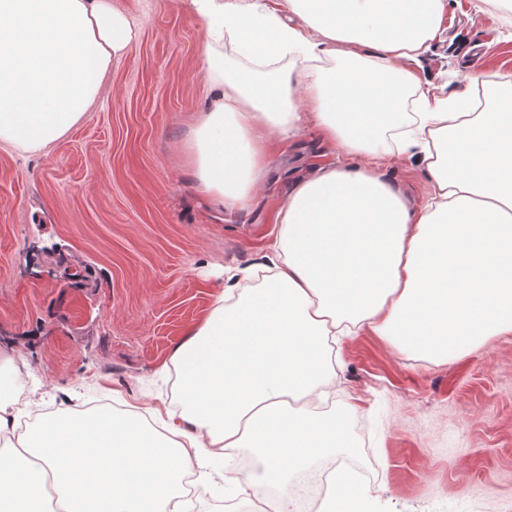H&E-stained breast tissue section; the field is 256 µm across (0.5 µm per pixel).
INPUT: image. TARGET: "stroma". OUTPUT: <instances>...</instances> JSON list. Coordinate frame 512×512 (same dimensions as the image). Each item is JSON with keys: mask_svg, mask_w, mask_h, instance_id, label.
Listing matches in <instances>:
<instances>
[{"mask_svg": "<svg viewBox=\"0 0 512 512\" xmlns=\"http://www.w3.org/2000/svg\"><path fill=\"white\" fill-rule=\"evenodd\" d=\"M133 39L104 93L49 154L0 142V351H21L24 397L51 409L134 405L166 413L175 344L202 322L224 273L267 254L296 180L343 163L306 127L272 146L250 203L202 194L183 145L213 102L206 32L182 0H112ZM443 35L420 60L445 92L467 88L463 60L512 74V29L495 7L449 0ZM89 267L88 281L66 270ZM357 399L347 454L375 466L371 512H512V335L450 364L364 333L340 350L336 393Z\"/></svg>", "mask_w": 512, "mask_h": 512, "instance_id": "35a3bbf8", "label": "stroma"}]
</instances>
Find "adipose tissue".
Wrapping results in <instances>:
<instances>
[{
    "label": "adipose tissue",
    "instance_id": "obj_1",
    "mask_svg": "<svg viewBox=\"0 0 512 512\" xmlns=\"http://www.w3.org/2000/svg\"><path fill=\"white\" fill-rule=\"evenodd\" d=\"M203 69L219 90L198 114L187 161L222 207L245 206L267 147L313 125L348 157L320 165L278 211L263 280L236 273L177 344L178 406L89 416L41 413L20 426L21 357L0 354V512H179L178 480L250 449L232 476L256 502L350 446L360 407H328L336 346L361 333L447 364L512 335V79L468 77L446 94L419 70L447 0H189ZM131 39L112 0H0V142L44 154L102 91ZM237 62L224 65L225 49ZM423 170L413 205L383 168ZM369 492L332 472L320 512H368Z\"/></svg>",
    "mask_w": 512,
    "mask_h": 512
}]
</instances>
